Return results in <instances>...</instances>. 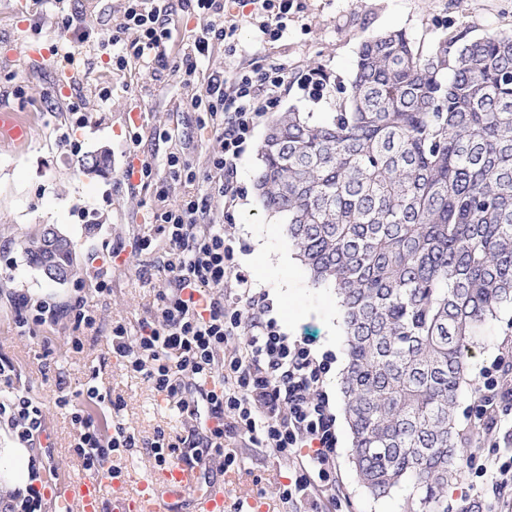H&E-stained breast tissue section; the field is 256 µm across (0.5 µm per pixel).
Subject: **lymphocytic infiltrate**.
I'll list each match as a JSON object with an SVG mask.
<instances>
[{"label": "lymphocytic infiltrate", "mask_w": 512, "mask_h": 512, "mask_svg": "<svg viewBox=\"0 0 512 512\" xmlns=\"http://www.w3.org/2000/svg\"><path fill=\"white\" fill-rule=\"evenodd\" d=\"M209 22L184 43V72L193 75L198 57L213 43L232 45L236 20L226 18L224 0H194ZM258 17L265 40H280L288 30L295 0H247ZM172 20L164 0H126L119 27L99 36L102 45L116 46L111 70H124L129 62L153 67L166 59L173 39ZM131 41H123L126 32ZM286 69L261 65L248 70L215 73L203 95L192 98V108H204L209 127L218 132L221 149L210 158L209 183L218 185L225 207L240 195L235 176L237 161L257 121L275 108L285 84ZM141 182H155L158 204L151 219L170 245L165 263V286L157 294L153 321L129 338L124 325L112 329L114 353L125 358L132 371L164 396L194 423L187 448L157 436L151 447L158 461L222 448L226 435L287 456L293 470L281 498L295 512H323L322 494L336 484V418L324 389L331 361L309 343L288 336L273 317V303L265 289L254 287L237 271L232 241L223 224L210 219L207 199L201 195L197 174L180 156L166 160L167 180L186 184L178 202L167 200L165 182L156 181L152 162L138 170ZM234 281L236 292L225 299L224 284ZM19 327L41 326L68 316L74 324H92L84 303L59 309L46 301L14 299ZM232 352H225L229 341ZM13 366L0 362V384L9 388ZM512 375V356L501 353L480 371L474 406L478 422L469 470L485 483L498 487L512 483V461L503 462L485 451V437L512 418V388H501ZM72 420L81 431L74 453L85 469L94 471L111 461L113 451L133 448L137 438L106 414L75 409ZM0 422L15 430L19 439L36 445L45 430L42 408L28 395L14 391L0 395Z\"/></svg>", "instance_id": "lymphocytic-infiltrate-1"}]
</instances>
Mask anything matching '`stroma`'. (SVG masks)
Listing matches in <instances>:
<instances>
[{
	"label": "stroma",
	"mask_w": 512,
	"mask_h": 512,
	"mask_svg": "<svg viewBox=\"0 0 512 512\" xmlns=\"http://www.w3.org/2000/svg\"><path fill=\"white\" fill-rule=\"evenodd\" d=\"M185 2L169 0L177 29L166 66L153 71L132 63L124 72L107 76L103 64L111 48L77 43L65 31L62 18L75 17L92 29L113 27L121 21L125 0H66L60 9L48 0H0V107L23 112L32 127L25 148L0 144V267L6 269L0 274V355L16 366L14 390L39 401L46 416L41 445L30 451L43 481L54 477L63 483L86 475L73 452L77 428L71 412L73 406L83 405L88 384L121 403L120 417L139 440L137 448H122L112 455L113 463L130 474L127 490H135L138 479L157 469L151 448L156 436L185 437L191 424L112 351L113 326L121 323L135 332L151 320L169 252L168 241L149 219L157 204L153 187L123 177L132 154L129 145H136L135 154L156 170H163L167 154L174 152L202 175L221 141L211 128L202 127L191 100L213 72L258 63L286 65L279 111L293 109L320 117L334 111L349 85L362 41L373 34L402 30L425 50L461 32L470 38L512 32V0H299L300 9L290 16L283 38L260 41L254 25L240 23L235 53L215 45L208 56L198 59L195 75L186 78L179 67L180 48L205 20ZM51 47L74 52L75 65L66 66L54 55L39 56V49ZM313 72L324 80L318 98L301 88L302 77ZM71 94L84 103L83 123H75L67 109L64 98ZM136 111L143 115L142 124L126 123L125 114ZM268 123V118H261L238 163L242 199L228 209L221 196L212 195L211 211L224 221L238 269L268 291L281 328L333 356L326 391L338 437L340 505L335 512H403L409 487L386 498L373 497L359 483L349 457L351 437L341 394L344 336L335 294L312 285L288 239L284 217L266 211L257 197L254 176ZM101 152L109 156L106 168L84 169V159ZM44 225L62 229L77 255L76 274L60 284L44 278L23 253L27 235ZM145 237L152 247L138 251L136 244ZM259 237L287 254L288 266L254 260V241ZM106 247L121 249L122 254L106 277L107 291L100 292L92 257ZM283 279L288 282L284 288L279 285ZM18 295L61 309L84 301L95 323L77 327L63 318L20 332L11 302ZM496 326L495 335L472 348L471 379H478L481 367L512 345L511 307L502 308ZM61 396L67 397L68 406L57 405ZM224 449L237 456L240 468L224 471L222 454H210L202 472L204 483H223L230 501L270 500L276 512H290L279 501V487L288 475L287 458L235 435L225 437Z\"/></svg>",
	"instance_id": "obj_1"
}]
</instances>
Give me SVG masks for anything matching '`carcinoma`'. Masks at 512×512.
<instances>
[{
  "instance_id": "cac0c4a2",
  "label": "carcinoma",
  "mask_w": 512,
  "mask_h": 512,
  "mask_svg": "<svg viewBox=\"0 0 512 512\" xmlns=\"http://www.w3.org/2000/svg\"><path fill=\"white\" fill-rule=\"evenodd\" d=\"M260 155L263 207L342 310L359 480L375 497L409 485L406 512H448L470 351L512 304V33L425 53L372 35L336 111L281 113Z\"/></svg>"
}]
</instances>
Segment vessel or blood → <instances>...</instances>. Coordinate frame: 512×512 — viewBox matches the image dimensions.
Returning <instances> with one entry per match:
<instances>
[{
  "instance_id": "b4317fda",
  "label": "vessel or blood",
  "mask_w": 512,
  "mask_h": 512,
  "mask_svg": "<svg viewBox=\"0 0 512 512\" xmlns=\"http://www.w3.org/2000/svg\"><path fill=\"white\" fill-rule=\"evenodd\" d=\"M29 135V124L21 113L0 109L1 143L20 148ZM108 484L113 487V512H164L165 500L185 492L194 494L195 512H225L223 484H202L198 467L181 460L154 470L131 494L122 490V474L104 464L90 476L59 485L56 512H102V489Z\"/></svg>"
}]
</instances>
